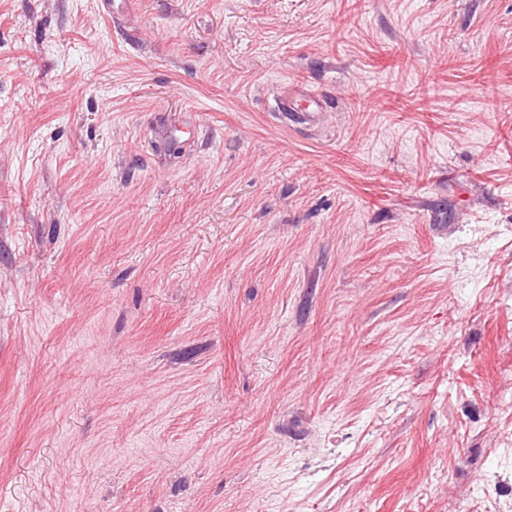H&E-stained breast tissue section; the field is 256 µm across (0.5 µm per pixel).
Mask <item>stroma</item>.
Wrapping results in <instances>:
<instances>
[{"label": "stroma", "instance_id": "1", "mask_svg": "<svg viewBox=\"0 0 512 512\" xmlns=\"http://www.w3.org/2000/svg\"><path fill=\"white\" fill-rule=\"evenodd\" d=\"M0 512H512V0H0ZM299 102H302L303 115H311L314 111L321 107L322 100L312 92L303 87H292L289 89L288 94L280 101L281 108L284 112H292L299 107Z\"/></svg>", "mask_w": 512, "mask_h": 512}]
</instances>
